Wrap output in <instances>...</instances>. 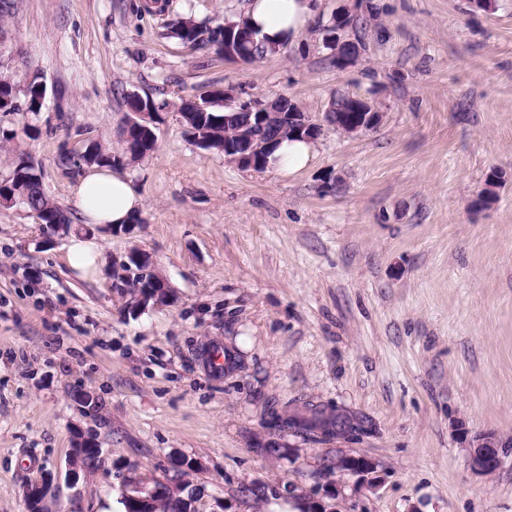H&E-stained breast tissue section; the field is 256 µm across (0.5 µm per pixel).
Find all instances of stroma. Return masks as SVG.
<instances>
[{"instance_id":"stroma-1","label":"stroma","mask_w":512,"mask_h":512,"mask_svg":"<svg viewBox=\"0 0 512 512\" xmlns=\"http://www.w3.org/2000/svg\"><path fill=\"white\" fill-rule=\"evenodd\" d=\"M10 0L0 75L38 115L0 112V180L31 157L73 223L78 180L64 154L118 149L135 93L159 108L156 151L120 166L143 196L129 235L96 229L102 262L81 278L70 237L47 240L25 209L0 206V512L54 478L60 512H113L121 476L165 477L196 460L199 512H299L242 498L245 482L310 491L338 484L340 512H512V451L474 470L470 442L512 437V0H374L358 61H327L320 27L365 0H319L314 27L280 53L231 63L170 37L182 17L212 26L247 0ZM204 88L285 96L321 124L313 165L244 169L187 133L182 100ZM340 95L375 102L381 124L348 136L325 116ZM502 172L495 202L475 205ZM151 257L172 301L130 313L112 263ZM215 347L238 367L211 368ZM94 392L83 408L75 391ZM344 408L363 438L276 437L270 408ZM104 469L69 480L77 429ZM279 439L277 455L262 446ZM378 465L377 485L324 472L337 451Z\"/></svg>"}]
</instances>
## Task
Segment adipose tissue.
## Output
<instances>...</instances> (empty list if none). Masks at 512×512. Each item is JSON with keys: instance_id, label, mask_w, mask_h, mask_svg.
Returning <instances> with one entry per match:
<instances>
[{"instance_id": "1", "label": "adipose tissue", "mask_w": 512, "mask_h": 512, "mask_svg": "<svg viewBox=\"0 0 512 512\" xmlns=\"http://www.w3.org/2000/svg\"><path fill=\"white\" fill-rule=\"evenodd\" d=\"M317 12V0H248L244 16L268 39L292 43ZM315 156L314 141L284 140L273 151L268 166L291 176L309 167ZM71 196L85 224L105 229L131 223L144 207L131 182L106 168L89 170L72 187Z\"/></svg>"}]
</instances>
